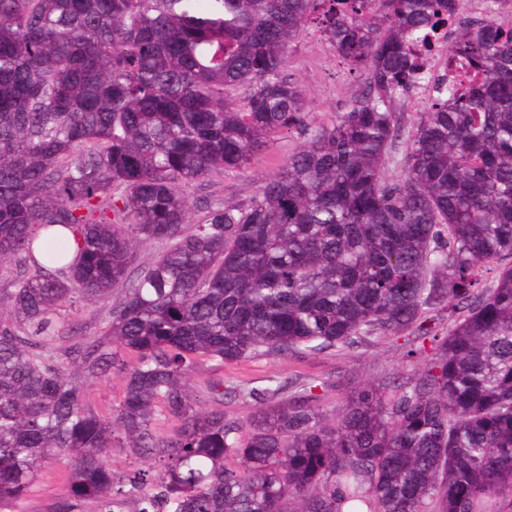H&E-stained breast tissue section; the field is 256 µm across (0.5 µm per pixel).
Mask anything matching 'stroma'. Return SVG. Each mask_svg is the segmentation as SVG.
Masks as SVG:
<instances>
[{
  "mask_svg": "<svg viewBox=\"0 0 512 512\" xmlns=\"http://www.w3.org/2000/svg\"><path fill=\"white\" fill-rule=\"evenodd\" d=\"M286 73L307 94V129L275 137L249 170L228 171L223 177L193 186L190 190L194 203L192 220H199L211 209L226 203H248L263 178L277 172L289 155L310 140L313 130L331 124L337 113L346 111L350 97L364 89V74L349 71L334 46L314 24L307 27L294 46ZM106 315L107 305L103 302L77 301L59 312L62 325L79 336L95 334ZM414 369V364L404 361L398 341L381 338L371 346L355 350L336 349L306 357L258 356L224 366L223 371L225 384H242L259 390L268 387L273 377L290 382L321 379L323 385L318 390L321 406L330 411L364 381L399 373L407 375ZM66 473V460L48 462L17 512H49L64 492Z\"/></svg>",
  "mask_w": 512,
  "mask_h": 512,
  "instance_id": "35a3bbf8",
  "label": "stroma"
}]
</instances>
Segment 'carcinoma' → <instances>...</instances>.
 I'll list each match as a JSON object with an SVG mask.
<instances>
[{
  "instance_id": "carcinoma-1",
  "label": "carcinoma",
  "mask_w": 512,
  "mask_h": 512,
  "mask_svg": "<svg viewBox=\"0 0 512 512\" xmlns=\"http://www.w3.org/2000/svg\"><path fill=\"white\" fill-rule=\"evenodd\" d=\"M455 0H0V508L68 461L52 512H512V23L490 9L448 31L477 74L448 77L385 164L392 102L426 81L412 47ZM315 23L367 75L246 205L190 224L189 189L245 170L307 126L285 74ZM244 89L237 98L232 92ZM77 244L70 252L62 230ZM165 244L131 277L136 244ZM124 287L95 335L68 342L59 309ZM448 312V332L423 328ZM404 339L406 377L331 412L310 383L263 393L202 359L356 349ZM124 383L106 410L88 396ZM235 392L256 404L224 412ZM178 422L163 435L158 422ZM162 467L132 476L115 440ZM217 363L208 360H200L197 367L191 373L190 376V387L193 392V395H196V399H199L205 407H211L212 402L206 395V391L204 389V382L206 379L214 373V367H216ZM88 389L91 397L103 407L118 404L123 397L124 385L120 376L110 374L92 383ZM118 441L114 443L112 452L107 458V466L118 474H129L138 468H146L147 465L142 464L140 459L130 456L126 448L120 447Z\"/></svg>"
}]
</instances>
